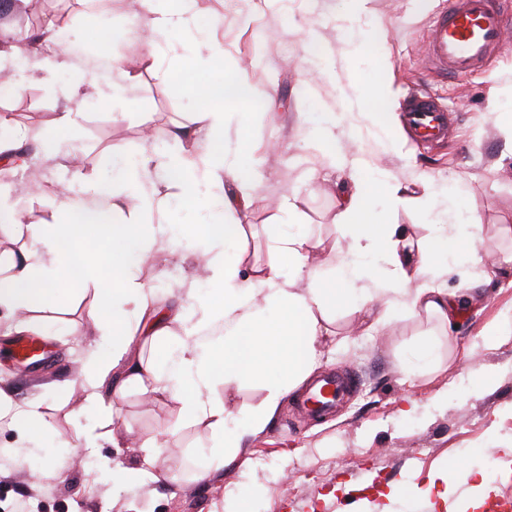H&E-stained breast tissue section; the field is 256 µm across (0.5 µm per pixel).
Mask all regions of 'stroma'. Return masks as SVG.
Instances as JSON below:
<instances>
[{"label":"stroma","instance_id":"obj_1","mask_svg":"<svg viewBox=\"0 0 512 512\" xmlns=\"http://www.w3.org/2000/svg\"><path fill=\"white\" fill-rule=\"evenodd\" d=\"M446 0H253L243 12L226 0H203L200 25L216 24L224 48L220 64L207 70L174 58L164 44L153 48L156 63L145 58L130 64L132 81L105 98L89 93L80 104L75 128L62 131L67 145L65 169H46L50 187L30 195L21 175L8 174L11 200L33 224L60 222L61 199L72 196L68 169L88 180L118 182L144 147L142 127L156 130L152 145L167 155L180 153L170 137L174 126L192 124L204 105L198 84L226 74L246 80L258 92L248 101L222 103L224 146L247 143L257 157L253 203L243 221L237 248L244 265L265 263L278 225L286 223L289 197H296L299 219L313 236L347 239L334 224L336 198L328 187L344 172L323 174L319 160L304 147L318 136L322 113L335 112V135L355 154L368 158L403 185L426 178L444 187L439 206L459 214L477 210L485 233L482 252L498 257L512 252V145L503 124L512 122V40L473 73L443 78L426 66L430 20ZM141 0H113L108 21L89 20L82 0H27L21 11L1 20L36 16L55 22L95 46L102 31L141 20ZM363 38L350 48L351 32ZM383 79L401 110L411 88L428 92L452 110L447 139L437 145L412 136L405 126L381 129L366 111L357 88ZM72 70L34 79L14 93L10 114L31 128L52 121L69 107ZM383 224L404 226L426 239L432 226L424 208L389 210L373 205ZM192 247L158 252L141 279L161 305L188 304V285L207 289L209 271L199 267ZM496 289L482 294L480 305L465 310L452 330L415 317L405 309L389 311L384 324L364 332L347 311H337L335 335L323 349L315 377L355 371L361 383L329 413L311 417L301 403L307 392L290 393L260 435L244 446L241 462L222 467L210 478L193 475L205 468L215 447L206 422H188L179 403L167 396L147 397L129 389L113 413L105 415L86 402L80 390L64 400L48 398L55 382H78L86 349L108 352L94 316L96 304L82 291L34 310L37 338L50 358L31 367L12 353L17 338L7 312L0 308V387L17 398L47 397L46 428L23 444L15 432L0 430V512H353L364 501L369 512H385V491L395 485L414 492L395 512H437L418 493L429 473L459 462L485 474L490 485L484 506L474 507L469 486L457 484L448 495L447 512H488L487 502L512 497V338L485 346L483 329L512 306V264L500 266ZM83 329L80 338L66 333ZM440 349L438 368L414 364L411 351L420 338ZM489 377L477 396L467 390ZM446 403H437V396ZM115 431V442L89 450V430ZM23 445L22 455L10 447ZM160 447L155 467L160 482L136 481L126 472L138 468L145 449ZM109 459L112 471L100 467Z\"/></svg>","mask_w":512,"mask_h":512}]
</instances>
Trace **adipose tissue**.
I'll return each instance as SVG.
<instances>
[{
    "mask_svg": "<svg viewBox=\"0 0 512 512\" xmlns=\"http://www.w3.org/2000/svg\"><path fill=\"white\" fill-rule=\"evenodd\" d=\"M197 3L181 0L171 8L164 0H143L146 27L154 38L180 33V40L170 43V52L207 66L219 49L197 23ZM63 35V29L47 24L24 50L20 32L1 30L0 70L18 66L26 50L41 74L73 66ZM77 117L71 110L60 113L34 137H0V161H15L20 151L31 149L42 163H59L63 154L57 134L75 126ZM172 135L186 145L181 154L144 149L119 187L90 184L80 172L71 173V181L83 193L84 208L96 213V220L79 219L74 204L66 200L61 204L63 222L24 224L13 206L0 198V237L32 243L28 250L0 253V267L7 270L0 277V305L11 308L15 329L21 332L30 325L27 311L53 301L70 284L94 283L100 303L112 306L103 327L111 346L108 354L91 351L81 361L86 401L104 405L106 398L120 399L130 385L146 394L177 398L185 420L208 422L222 441V452L213 457L215 466L238 457L244 442L267 427L288 392L313 372L322 345L332 334L337 309L358 316L368 330L396 307L451 326L462 312V299L495 275L478 247L483 224L475 214L452 218L447 209L433 210L435 231L425 242L400 225L374 223V171L363 158L348 156L341 141L331 136L310 141L309 147L326 167L347 173L346 181L335 188V222L347 231L346 248L331 239L311 238L292 202L288 230L272 244L271 259L242 275L240 259H228L227 253L238 243L252 205L256 170L251 152L243 145L232 153L224 150V114L212 108L196 113L193 126L177 127ZM159 171L167 185L163 195L153 181ZM173 197L203 213L221 205L224 217L199 231L179 226L169 207ZM118 214L123 222H115ZM188 238L195 254L212 269L213 280L206 291H193L192 310L166 309L141 281L140 267L155 252ZM86 239L111 246V274H104L97 260L75 252V244ZM460 256L476 270V277L461 288L443 287L441 276L455 273ZM171 336L179 339L175 370L155 369L133 353L134 342L161 343ZM244 380L259 383L265 396L243 421L228 409L216 388L229 390ZM107 383L112 391L106 396L102 387ZM0 424L34 440L44 428L42 399L20 400L0 388ZM460 481L479 492L488 484L486 477L448 465L431 474L421 494L444 501Z\"/></svg>",
    "mask_w": 512,
    "mask_h": 512,
    "instance_id": "obj_1",
    "label": "adipose tissue"
}]
</instances>
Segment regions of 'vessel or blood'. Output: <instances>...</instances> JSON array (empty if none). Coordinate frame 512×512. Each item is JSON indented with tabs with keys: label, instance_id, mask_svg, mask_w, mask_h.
Segmentation results:
<instances>
[{
	"label": "vessel or blood",
	"instance_id": "1",
	"mask_svg": "<svg viewBox=\"0 0 512 512\" xmlns=\"http://www.w3.org/2000/svg\"><path fill=\"white\" fill-rule=\"evenodd\" d=\"M505 0H448V6L431 21L426 57L443 75L461 76L480 68L504 44ZM407 128L433 143L448 136L451 112L432 95L410 94L402 109ZM345 375L312 387L307 401L312 412L330 409L355 386Z\"/></svg>",
	"mask_w": 512,
	"mask_h": 512
}]
</instances>
